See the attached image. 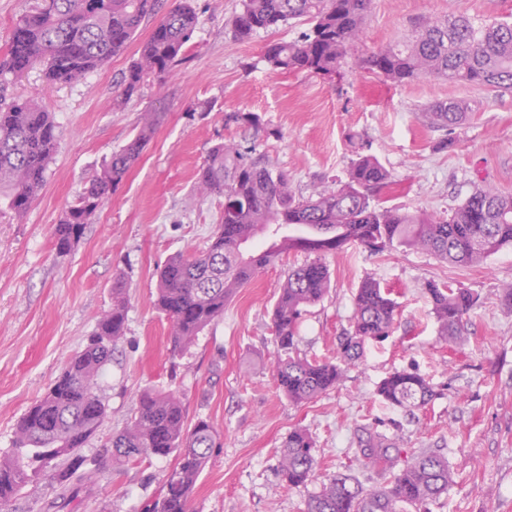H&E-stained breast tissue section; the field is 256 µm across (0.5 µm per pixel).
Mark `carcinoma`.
<instances>
[{
    "mask_svg": "<svg viewBox=\"0 0 512 512\" xmlns=\"http://www.w3.org/2000/svg\"><path fill=\"white\" fill-rule=\"evenodd\" d=\"M371 0H240L231 19L235 40L246 42L260 31H276L292 23L307 30L288 42L271 41L264 61L274 69L341 74L347 55L359 40ZM161 0H38L15 23L8 49L0 57V77H18L36 64L51 83H75L104 67L125 50L142 24L155 19L150 35L124 74L114 104L124 106L143 85L168 74L182 60L197 25L193 0H178L159 14ZM360 67L384 81L403 86L421 78L469 84L501 93L512 92V25L475 26L463 17L436 19L393 44L369 52ZM458 102H434L424 121L448 130L465 117ZM162 115L147 112L132 137L68 206L54 227L56 250L71 251L108 195L118 188L140 159ZM224 125L240 132L242 141L218 142L196 174L207 195L224 198V218L216 225L205 251L177 254L159 269L155 307L169 320L173 351L183 352L207 328L224 318V305L265 268L294 251L319 257L347 245L372 253L398 246L424 249L452 265L471 266L505 246H512V195L477 186L444 216L382 207L378 195L390 189L389 172L370 154L358 153L346 178L336 186L304 197L289 186L288 174L255 154V140L270 134L254 112L233 111ZM56 142L50 113L31 100L8 97L0 83V199L14 215L26 213L41 189ZM259 233L266 247L251 248ZM330 273L318 259L288 269L271 315L276 348L274 381L289 402L306 403L336 388L344 366L359 360L366 345L389 335L398 303L391 289L375 279L363 280L354 295L351 329L339 339L334 358L299 356L298 332L307 308L330 288ZM439 335H460L476 305L465 288L426 285ZM128 298L124 278L112 285V307L97 320L85 347L55 378L44 396L20 419L13 448L0 458V512L40 472L51 470L57 487L87 482L95 460L83 449L107 416L97 393V378L112 362L126 332ZM382 403L413 412L435 396L425 376L397 370L377 385ZM219 434L205 419L188 425L186 410L174 393L147 390L139 395L134 416L105 443L112 462L128 465L146 458L175 456L163 475L161 496L149 512H190L197 481L210 464ZM314 440L304 429L288 433L282 443L279 472L290 487L315 480ZM395 437L376 427L359 442L357 460L378 468L390 479L366 489L355 478L338 473L309 496L306 512H428L429 505L453 483L445 457L423 450L396 468Z\"/></svg>",
    "mask_w": 512,
    "mask_h": 512,
    "instance_id": "obj_1",
    "label": "carcinoma"
}]
</instances>
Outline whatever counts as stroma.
Wrapping results in <instances>:
<instances>
[{"label": "stroma", "mask_w": 512, "mask_h": 512, "mask_svg": "<svg viewBox=\"0 0 512 512\" xmlns=\"http://www.w3.org/2000/svg\"><path fill=\"white\" fill-rule=\"evenodd\" d=\"M238 4L195 0L198 23L185 60L127 106L113 107L112 97L136 57L133 44L75 84L47 85L37 67L10 83L11 95L50 112L57 144L28 211L18 218L0 209V456L10 451L22 415L111 306L116 274H123L129 297L125 336L99 380L107 417L83 450L96 460L95 482L62 493L39 475L10 512H145L160 496L172 458L120 468L103 443L133 416L147 388L174 392L188 423L207 419L220 434L192 512H305L309 493L339 473L380 485L382 476L354 456L363 428L378 421L405 451L428 448L447 458L454 482L430 512H512V309L500 301L512 286V247L470 267L422 249L374 255L349 245L325 255L330 289L300 323L301 354H335L364 279L391 288L399 312L391 334L369 343L336 389L301 405L275 389L270 327L287 272L306 254L259 273L184 355H172L170 323L153 305L158 267L174 254L204 250L224 213L223 199L202 193L195 174L215 143L239 140L238 130L224 124L231 111L257 113L273 129L256 149L306 196L344 178L358 137L391 174L393 188L381 196L386 206L431 216L462 203L478 184L512 194V94L434 78L393 86L356 65L362 54L429 20L464 14L478 26L510 22L512 0H371L341 80L270 69L265 45L294 39L297 31L284 27L236 41L229 21ZM203 101L211 111H196ZM435 101L463 103L465 119L445 134L426 127L420 113ZM145 112L164 119L140 160L71 252L59 254L53 230L67 204ZM430 282L478 297L453 341L438 334L425 292ZM402 369L417 370L440 391L411 416L375 394L381 379ZM297 428L315 441L317 480L291 489L278 460L283 440Z\"/></svg>", "instance_id": "obj_1"}]
</instances>
